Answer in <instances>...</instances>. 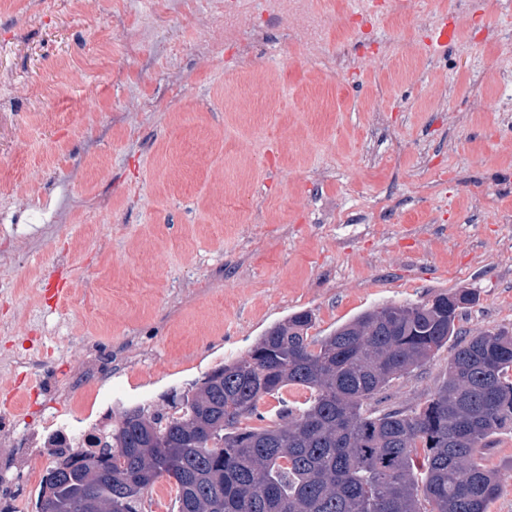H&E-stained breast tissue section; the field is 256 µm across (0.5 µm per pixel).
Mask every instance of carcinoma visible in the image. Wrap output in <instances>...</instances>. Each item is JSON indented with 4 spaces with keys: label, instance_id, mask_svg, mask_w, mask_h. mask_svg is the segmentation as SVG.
Returning <instances> with one entry per match:
<instances>
[{
    "label": "carcinoma",
    "instance_id": "carcinoma-1",
    "mask_svg": "<svg viewBox=\"0 0 512 512\" xmlns=\"http://www.w3.org/2000/svg\"><path fill=\"white\" fill-rule=\"evenodd\" d=\"M468 290L367 310L329 335L309 311L274 324L240 359L176 395L172 411L127 408L86 449L55 447L36 512H145V493L174 481L177 512H487L497 476L476 461L512 430V331L456 345L448 375L421 409L370 401L460 334ZM288 387L303 406L263 419ZM309 397V392L299 388L288 387L275 397H266L260 410L265 416L264 421L252 419L246 422L250 426L260 427L277 419V414L284 408H297Z\"/></svg>",
    "mask_w": 512,
    "mask_h": 512
}]
</instances>
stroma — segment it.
I'll use <instances>...</instances> for the list:
<instances>
[{
	"label": "stroma",
	"mask_w": 512,
	"mask_h": 512,
	"mask_svg": "<svg viewBox=\"0 0 512 512\" xmlns=\"http://www.w3.org/2000/svg\"><path fill=\"white\" fill-rule=\"evenodd\" d=\"M211 7L0 0V461L49 413L166 406L298 311L323 337L467 289L463 338L512 328V0H309L318 35ZM454 350L382 407L424 406ZM480 461L512 512V431Z\"/></svg>",
	"instance_id": "1"
}]
</instances>
